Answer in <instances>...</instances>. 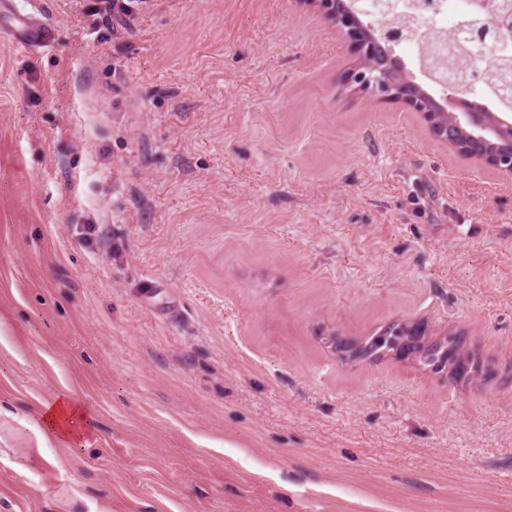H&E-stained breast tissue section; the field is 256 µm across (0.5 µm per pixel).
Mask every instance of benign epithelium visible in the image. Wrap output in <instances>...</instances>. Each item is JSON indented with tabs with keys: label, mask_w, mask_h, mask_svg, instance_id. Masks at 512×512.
Instances as JSON below:
<instances>
[{
	"label": "benign epithelium",
	"mask_w": 512,
	"mask_h": 512,
	"mask_svg": "<svg viewBox=\"0 0 512 512\" xmlns=\"http://www.w3.org/2000/svg\"><path fill=\"white\" fill-rule=\"evenodd\" d=\"M310 2L342 32L347 50L363 60L343 74L344 87L422 113L434 136L453 148L458 146V133L465 132L467 139L459 153L490 165L512 179V118L490 112L449 87L438 94L429 91L424 87V72L419 77L405 75L403 64L394 55L400 33L398 15L389 14L383 21H374L359 8L358 0ZM395 332L411 335L394 351L401 358L410 356L414 344L420 349L435 344L425 337V330L418 323L397 327Z\"/></svg>",
	"instance_id": "1"
}]
</instances>
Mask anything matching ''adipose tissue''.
Listing matches in <instances>:
<instances>
[{
	"mask_svg": "<svg viewBox=\"0 0 512 512\" xmlns=\"http://www.w3.org/2000/svg\"><path fill=\"white\" fill-rule=\"evenodd\" d=\"M93 416L73 400L69 393L57 394L44 404L36 417V437L39 444L55 442L70 445L77 442L81 428L91 427Z\"/></svg>",
	"mask_w": 512,
	"mask_h": 512,
	"instance_id": "adipose-tissue-1",
	"label": "adipose tissue"
}]
</instances>
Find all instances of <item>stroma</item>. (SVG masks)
I'll return each mask as SVG.
<instances>
[{"instance_id":"stroma-1","label":"stroma","mask_w":512,"mask_h":512,"mask_svg":"<svg viewBox=\"0 0 512 512\" xmlns=\"http://www.w3.org/2000/svg\"><path fill=\"white\" fill-rule=\"evenodd\" d=\"M0 512H512V185L342 89L308 0H0ZM421 322L480 366L339 359ZM81 444L33 426L58 392ZM13 41L24 48L42 47L47 45V32L27 17H18V25L9 32Z\"/></svg>"}]
</instances>
